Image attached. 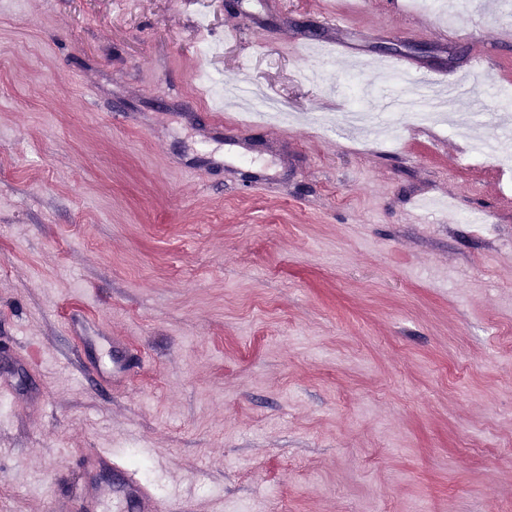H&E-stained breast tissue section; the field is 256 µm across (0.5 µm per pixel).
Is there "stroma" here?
Listing matches in <instances>:
<instances>
[{
    "label": "stroma",
    "instance_id": "obj_1",
    "mask_svg": "<svg viewBox=\"0 0 512 512\" xmlns=\"http://www.w3.org/2000/svg\"><path fill=\"white\" fill-rule=\"evenodd\" d=\"M329 16L354 55L310 81ZM509 30L495 0L452 29L406 0H0V512H115L97 448L180 512L512 508V170L465 158ZM390 43L465 83L462 123L345 122ZM214 83L285 115L211 135ZM245 143L266 184L208 163Z\"/></svg>",
    "mask_w": 512,
    "mask_h": 512
}]
</instances>
